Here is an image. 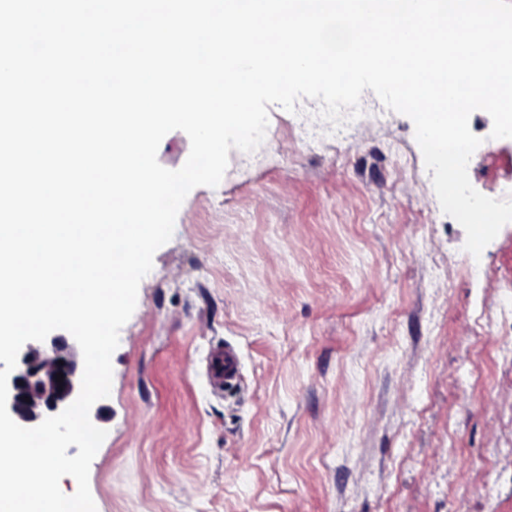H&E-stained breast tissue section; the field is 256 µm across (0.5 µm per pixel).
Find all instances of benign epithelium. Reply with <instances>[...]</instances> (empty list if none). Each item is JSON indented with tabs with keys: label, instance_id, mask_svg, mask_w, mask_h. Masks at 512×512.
<instances>
[{
	"label": "benign epithelium",
	"instance_id": "1",
	"mask_svg": "<svg viewBox=\"0 0 512 512\" xmlns=\"http://www.w3.org/2000/svg\"><path fill=\"white\" fill-rule=\"evenodd\" d=\"M64 375L63 382L56 374ZM82 374L79 352L69 337L57 333L35 345L31 342L8 379L7 409L20 426L32 428L63 411L79 395ZM30 401H25L24 397Z\"/></svg>",
	"mask_w": 512,
	"mask_h": 512
}]
</instances>
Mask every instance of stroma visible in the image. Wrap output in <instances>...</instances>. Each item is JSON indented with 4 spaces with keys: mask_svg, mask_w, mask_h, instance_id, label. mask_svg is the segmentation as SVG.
I'll return each instance as SVG.
<instances>
[{
    "mask_svg": "<svg viewBox=\"0 0 512 512\" xmlns=\"http://www.w3.org/2000/svg\"><path fill=\"white\" fill-rule=\"evenodd\" d=\"M269 106L253 152L190 191L112 355L97 512H512V223L481 257L443 213L412 120L364 90L339 153L319 103ZM473 187L512 138L470 117ZM403 160H396V153ZM231 342L243 383L205 360Z\"/></svg>",
    "mask_w": 512,
    "mask_h": 512,
    "instance_id": "35a3bbf8",
    "label": "stroma"
}]
</instances>
